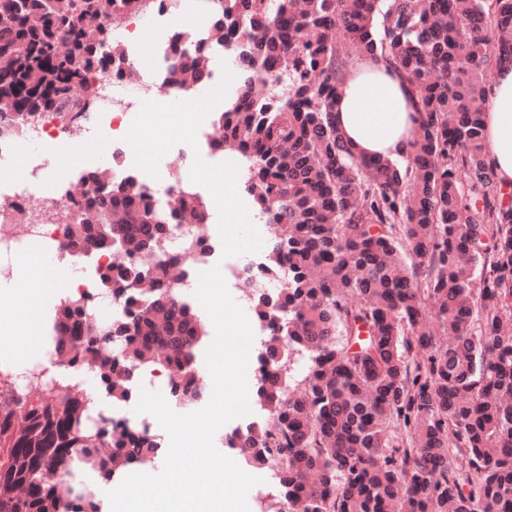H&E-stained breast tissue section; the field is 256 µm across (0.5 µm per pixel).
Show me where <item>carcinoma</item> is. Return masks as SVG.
Returning a JSON list of instances; mask_svg holds the SVG:
<instances>
[{
    "instance_id": "carcinoma-1",
    "label": "carcinoma",
    "mask_w": 512,
    "mask_h": 512,
    "mask_svg": "<svg viewBox=\"0 0 512 512\" xmlns=\"http://www.w3.org/2000/svg\"><path fill=\"white\" fill-rule=\"evenodd\" d=\"M209 2L242 75L214 123L246 155L245 191L273 225L268 285L243 280L271 336L255 388L270 422L238 438L244 462L277 475L286 512H512V200L484 161L479 79L512 62V0ZM154 5L0 0V142L40 120L47 93L62 119L77 111L76 89L123 56L106 21ZM184 40L170 36L167 85L187 98L210 76L204 46ZM350 44L387 57L411 90L418 137L402 163L356 157L336 127ZM261 68L275 70L262 91ZM82 179L96 189L70 197L83 225L63 223L66 252L91 225L110 224L127 254L153 240L162 259L103 269L102 291L129 305L118 321L99 318L96 295L62 299L56 363L94 373L114 403L131 400L149 366L176 376L172 400L203 393L194 356L206 331L172 289L189 273L166 256L168 210L135 175ZM174 204L186 224L208 212L188 187ZM37 389L45 399L32 400ZM2 397L0 452L11 464L0 470V512H99L86 485L40 469L69 473L78 461L110 480L161 456L156 436L94 413L63 381L33 371L20 391L0 379Z\"/></svg>"
}]
</instances>
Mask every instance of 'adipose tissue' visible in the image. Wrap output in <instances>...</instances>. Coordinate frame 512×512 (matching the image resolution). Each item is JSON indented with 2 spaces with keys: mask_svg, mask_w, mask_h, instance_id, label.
Wrapping results in <instances>:
<instances>
[{
  "mask_svg": "<svg viewBox=\"0 0 512 512\" xmlns=\"http://www.w3.org/2000/svg\"><path fill=\"white\" fill-rule=\"evenodd\" d=\"M336 125L360 157L400 160L417 136V114L407 84L382 58H358L348 68L334 104ZM486 164L496 182L512 188V66L497 70L484 105Z\"/></svg>",
  "mask_w": 512,
  "mask_h": 512,
  "instance_id": "1",
  "label": "adipose tissue"
}]
</instances>
